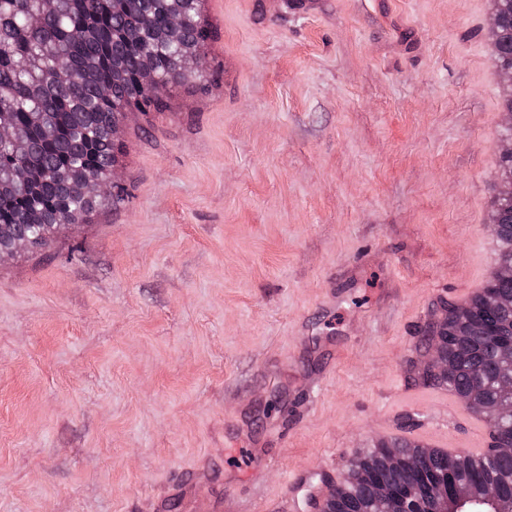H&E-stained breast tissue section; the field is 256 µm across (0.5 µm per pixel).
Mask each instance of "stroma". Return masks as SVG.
Wrapping results in <instances>:
<instances>
[{
    "mask_svg": "<svg viewBox=\"0 0 512 512\" xmlns=\"http://www.w3.org/2000/svg\"><path fill=\"white\" fill-rule=\"evenodd\" d=\"M201 11L123 201L0 261V512H316L379 441L487 443L414 397L495 269L492 0Z\"/></svg>",
    "mask_w": 512,
    "mask_h": 512,
    "instance_id": "stroma-1",
    "label": "stroma"
}]
</instances>
